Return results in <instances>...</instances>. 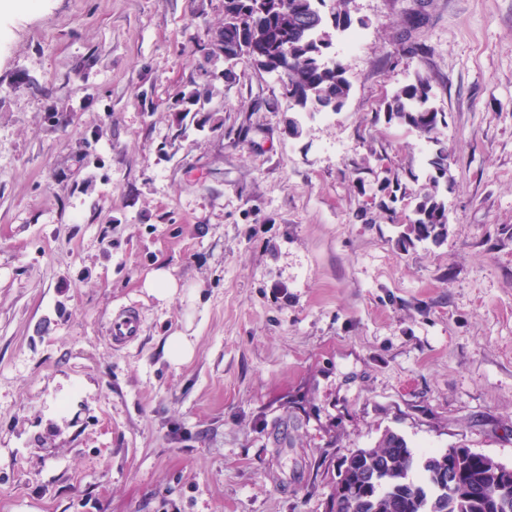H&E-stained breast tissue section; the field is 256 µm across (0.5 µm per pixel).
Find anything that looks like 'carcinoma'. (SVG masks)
Returning a JSON list of instances; mask_svg holds the SVG:
<instances>
[{
    "label": "carcinoma",
    "instance_id": "cac0c4a2",
    "mask_svg": "<svg viewBox=\"0 0 512 512\" xmlns=\"http://www.w3.org/2000/svg\"><path fill=\"white\" fill-rule=\"evenodd\" d=\"M349 0H224V51L247 58L274 73L288 98L302 108L339 110L351 84L341 60L324 59L329 48L326 20L344 31L351 27ZM424 78L395 92L387 102L388 121L414 129L436 145L428 165L434 170L420 188V201L409 220L420 241L447 236L448 210L439 197L440 179L448 174L451 154L440 139L445 114L427 106ZM383 190L396 203L409 195L400 178L384 181ZM460 475L448 486V454L418 455L403 436L385 431L371 448H359L342 462L340 476L349 485L377 475L378 485L356 503L341 501L337 512H512V492L501 489L499 461L465 456Z\"/></svg>",
    "mask_w": 512,
    "mask_h": 512
}]
</instances>
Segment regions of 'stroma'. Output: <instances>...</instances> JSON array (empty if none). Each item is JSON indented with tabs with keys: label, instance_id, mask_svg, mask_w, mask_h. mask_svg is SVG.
Returning a JSON list of instances; mask_svg holds the SVG:
<instances>
[{
	"label": "stroma",
	"instance_id": "obj_1",
	"mask_svg": "<svg viewBox=\"0 0 512 512\" xmlns=\"http://www.w3.org/2000/svg\"><path fill=\"white\" fill-rule=\"evenodd\" d=\"M349 9L329 121L203 55L224 0L0 9V512H329L388 429L512 465V0ZM418 76L452 154L438 242L415 197L379 207L424 169L385 114ZM145 288L158 299L172 296L177 288L174 277L165 269H158L148 275ZM139 316L135 311L126 310L112 319V343L116 347H124L133 342L139 334Z\"/></svg>",
	"mask_w": 512,
	"mask_h": 512
}]
</instances>
